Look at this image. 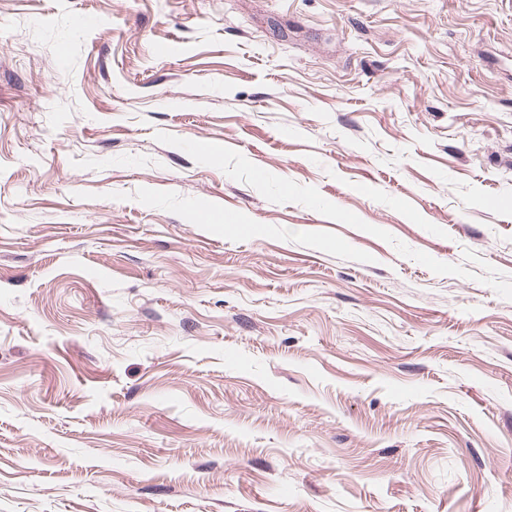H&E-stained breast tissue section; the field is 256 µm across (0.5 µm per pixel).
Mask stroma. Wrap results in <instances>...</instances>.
<instances>
[{"mask_svg":"<svg viewBox=\"0 0 512 512\" xmlns=\"http://www.w3.org/2000/svg\"><path fill=\"white\" fill-rule=\"evenodd\" d=\"M0 512H512V0H0Z\"/></svg>","mask_w":512,"mask_h":512,"instance_id":"1","label":"stroma"}]
</instances>
